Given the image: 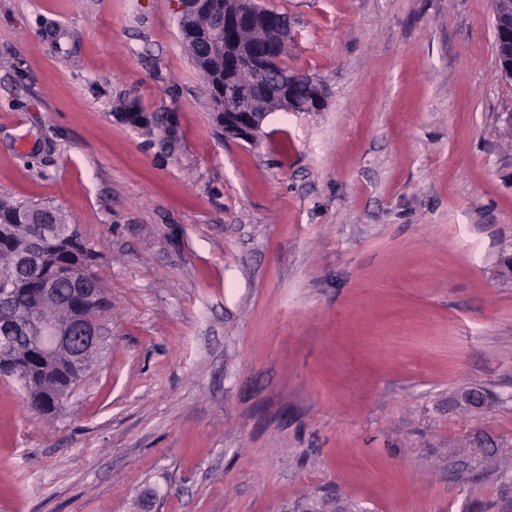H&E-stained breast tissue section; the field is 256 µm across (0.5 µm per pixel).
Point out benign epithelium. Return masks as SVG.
I'll return each mask as SVG.
<instances>
[{
  "label": "benign epithelium",
  "instance_id": "1",
  "mask_svg": "<svg viewBox=\"0 0 512 512\" xmlns=\"http://www.w3.org/2000/svg\"><path fill=\"white\" fill-rule=\"evenodd\" d=\"M240 30H258L267 39L283 41L290 34L288 17L270 22L257 0H224V10L213 15L207 28L206 42L224 54V111L217 113L224 136L248 143L257 141L267 117L282 112H318L324 106L321 85L312 79L292 74L281 66L278 56L256 54L255 42L237 36ZM495 40L497 71L512 81V0H496ZM39 243L15 258L16 279L25 283L27 272L38 261ZM100 289L89 279L73 280V296L80 303L72 305L65 321L43 320L32 315L21 327L19 341H0V364L14 360L16 349L29 348L31 359L43 368L63 362L82 365L91 360L98 347L101 326L97 307ZM290 512H355L351 505L332 493H323L296 502Z\"/></svg>",
  "mask_w": 512,
  "mask_h": 512
}]
</instances>
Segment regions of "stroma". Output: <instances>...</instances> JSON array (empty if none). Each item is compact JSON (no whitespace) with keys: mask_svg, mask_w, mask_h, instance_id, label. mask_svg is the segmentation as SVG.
Wrapping results in <instances>:
<instances>
[{"mask_svg":"<svg viewBox=\"0 0 512 512\" xmlns=\"http://www.w3.org/2000/svg\"><path fill=\"white\" fill-rule=\"evenodd\" d=\"M260 3L325 105L249 144L175 0H0V195L65 212L108 299L61 412L0 377V512H512L494 2ZM290 512H359L332 493H323L296 502Z\"/></svg>","mask_w":512,"mask_h":512,"instance_id":"obj_1","label":"stroma"}]
</instances>
